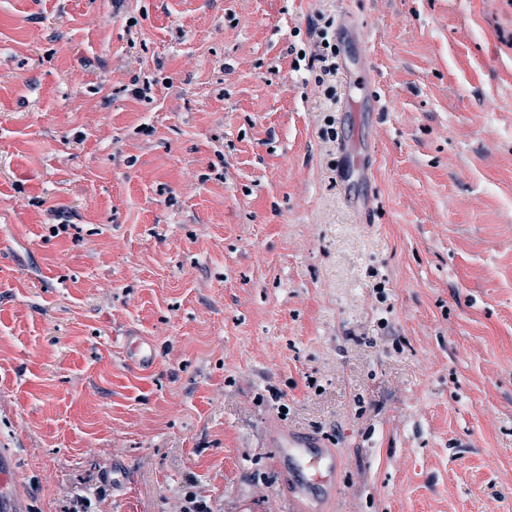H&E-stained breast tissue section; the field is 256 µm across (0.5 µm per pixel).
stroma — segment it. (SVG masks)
<instances>
[{"instance_id": "1", "label": "stroma", "mask_w": 512, "mask_h": 512, "mask_svg": "<svg viewBox=\"0 0 512 512\" xmlns=\"http://www.w3.org/2000/svg\"><path fill=\"white\" fill-rule=\"evenodd\" d=\"M273 427L512 512V0H0L9 494L288 512ZM126 357L141 371L151 369L156 361L155 345L141 336L125 337Z\"/></svg>"}]
</instances>
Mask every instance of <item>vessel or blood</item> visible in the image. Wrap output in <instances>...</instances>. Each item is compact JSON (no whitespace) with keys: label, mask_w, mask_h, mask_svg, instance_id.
I'll return each mask as SVG.
<instances>
[{"label":"vessel or blood","mask_w":512,"mask_h":512,"mask_svg":"<svg viewBox=\"0 0 512 512\" xmlns=\"http://www.w3.org/2000/svg\"><path fill=\"white\" fill-rule=\"evenodd\" d=\"M126 357L130 365L146 371L156 361L155 346L140 336L125 339ZM275 442L282 450L283 467L291 477L290 491L286 498L291 512H299L304 499L318 495L324 504L336 500V474L341 461L334 449L302 433L275 435Z\"/></svg>","instance_id":"1"}]
</instances>
